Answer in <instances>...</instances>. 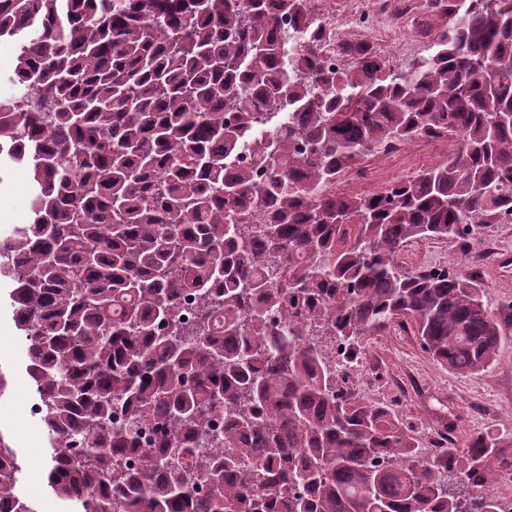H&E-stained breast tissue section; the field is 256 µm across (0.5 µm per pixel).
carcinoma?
Returning <instances> with one entry per match:
<instances>
[{
    "mask_svg": "<svg viewBox=\"0 0 512 512\" xmlns=\"http://www.w3.org/2000/svg\"><path fill=\"white\" fill-rule=\"evenodd\" d=\"M426 6L435 50L395 73L370 50L323 60L306 0H0L18 43L0 154L34 183L0 279L71 512H502L512 429L450 421L432 460L347 387L391 328L473 375L512 335V304L462 268L399 261L512 224V0ZM442 134L437 165L328 192L388 142ZM0 448V506L33 512Z\"/></svg>",
    "mask_w": 512,
    "mask_h": 512,
    "instance_id": "1",
    "label": "carcinoma"
}]
</instances>
